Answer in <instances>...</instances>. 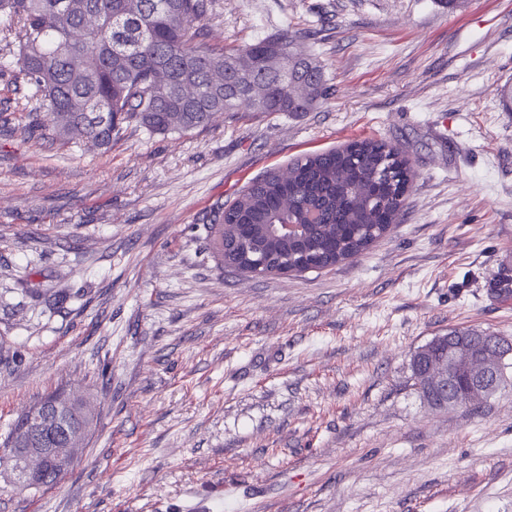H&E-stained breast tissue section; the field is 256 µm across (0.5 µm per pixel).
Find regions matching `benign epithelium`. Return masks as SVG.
<instances>
[{
	"label": "benign epithelium",
	"instance_id": "benign-epithelium-1",
	"mask_svg": "<svg viewBox=\"0 0 512 512\" xmlns=\"http://www.w3.org/2000/svg\"><path fill=\"white\" fill-rule=\"evenodd\" d=\"M512 366V342L502 336L471 332L464 336L433 337L412 359L414 377L423 399L433 408L457 405L454 386L467 381V403L476 404L493 393ZM27 423L13 438L14 449L0 468L19 487H32L48 463L55 464L57 477H63L83 456L89 428H72L60 448H32L36 433L49 434L60 423L58 414L43 405L26 411Z\"/></svg>",
	"mask_w": 512,
	"mask_h": 512
}]
</instances>
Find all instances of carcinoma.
<instances>
[{"label": "carcinoma", "instance_id": "cac0c4a2", "mask_svg": "<svg viewBox=\"0 0 512 512\" xmlns=\"http://www.w3.org/2000/svg\"><path fill=\"white\" fill-rule=\"evenodd\" d=\"M213 0H0L18 46L19 75L64 143L80 135L102 147L128 127L188 133L214 115L310 112L333 95L319 62L294 38L271 35L230 51L203 47ZM385 142L365 138L295 160L252 182L218 212L224 267L255 276L276 262L250 264L246 250L276 257L306 253L331 268L369 247L400 222L410 169L390 160ZM317 214V223L307 215ZM276 224L302 225L288 241Z\"/></svg>", "mask_w": 512, "mask_h": 512}]
</instances>
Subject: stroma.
<instances>
[{"mask_svg":"<svg viewBox=\"0 0 512 512\" xmlns=\"http://www.w3.org/2000/svg\"><path fill=\"white\" fill-rule=\"evenodd\" d=\"M206 31L288 34L334 93L64 144L24 135L0 40V438L53 391L98 412L56 486L0 477V512H512V386L435 410L411 367L453 328L512 339V0H215ZM363 138L412 167L400 224L325 270L224 268L219 208Z\"/></svg>","mask_w":512,"mask_h":512,"instance_id":"35a3bbf8","label":"stroma"}]
</instances>
